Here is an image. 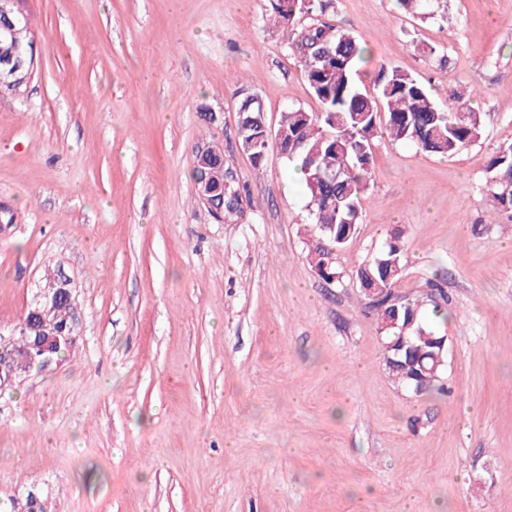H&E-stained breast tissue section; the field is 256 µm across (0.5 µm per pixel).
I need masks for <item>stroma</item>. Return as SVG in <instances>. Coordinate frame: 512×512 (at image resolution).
Listing matches in <instances>:
<instances>
[{
  "label": "stroma",
  "mask_w": 512,
  "mask_h": 512,
  "mask_svg": "<svg viewBox=\"0 0 512 512\" xmlns=\"http://www.w3.org/2000/svg\"><path fill=\"white\" fill-rule=\"evenodd\" d=\"M34 77L0 99V330L49 278L71 282L78 340L0 393V512H512V215L485 164L512 142V0H332L325 19L379 66L480 112L443 158L372 140L373 179L327 283L292 165L253 166L238 108L269 129L319 111L268 0H25ZM219 120L210 124L202 107ZM245 189L218 223L193 146ZM399 294L446 300L442 390L397 385L356 271L390 239Z\"/></svg>",
  "instance_id": "35a3bbf8"
}]
</instances>
